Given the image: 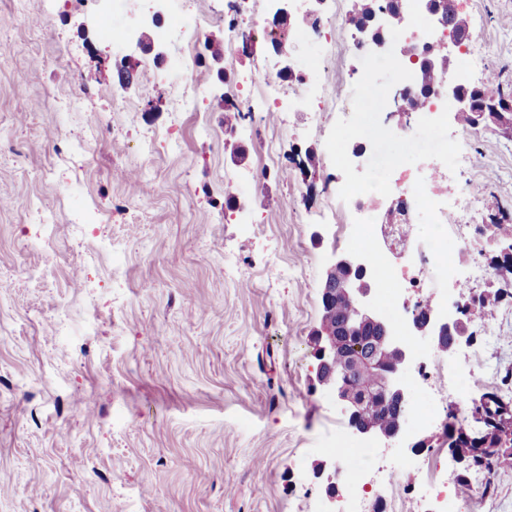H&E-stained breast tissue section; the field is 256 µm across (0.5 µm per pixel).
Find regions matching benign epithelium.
I'll return each instance as SVG.
<instances>
[{"instance_id": "obj_1", "label": "benign epithelium", "mask_w": 512, "mask_h": 512, "mask_svg": "<svg viewBox=\"0 0 512 512\" xmlns=\"http://www.w3.org/2000/svg\"><path fill=\"white\" fill-rule=\"evenodd\" d=\"M418 10L432 22L444 26L456 10L455 0H416ZM399 19L386 9L375 11L373 30L363 42L373 53L389 48L385 30ZM458 102L456 114L469 113L473 124H500L512 113V100L478 105L461 86L444 80L432 88ZM376 270L371 262L356 254H341L326 273L321 286L322 315L313 332V356L317 361L315 382L331 391L348 417V425L363 440L395 441L402 436V422L408 404L400 373L411 360L408 346L392 325L372 307ZM455 312L445 314L428 306L412 313L409 331L428 340L442 352L472 339L463 301L453 304ZM370 373L374 384L359 394L351 387L356 373ZM386 407L391 422L381 425L368 415ZM315 475L321 480L327 498L334 499L341 483L340 468L333 459L316 463Z\"/></svg>"}]
</instances>
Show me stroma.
Segmentation results:
<instances>
[{
	"instance_id": "obj_1",
	"label": "stroma",
	"mask_w": 512,
	"mask_h": 512,
	"mask_svg": "<svg viewBox=\"0 0 512 512\" xmlns=\"http://www.w3.org/2000/svg\"><path fill=\"white\" fill-rule=\"evenodd\" d=\"M205 14L193 40L204 62L195 82L199 111L176 114L168 98L169 63L140 48L157 38L142 0H0V512H327L313 466L341 416L332 393L314 384L313 330L321 319V285L340 234L353 233L340 194L349 180L399 182L424 154L444 151L461 125L448 118L412 139L393 137L398 119L373 103L395 93L391 69L369 88L351 83L365 59L342 52L323 65L324 38L349 39L355 0H325L319 34L288 49L294 74L348 87L364 108L365 149L354 157L352 112H326L320 122L276 112L259 86L274 42L303 24L277 25L275 0H248L257 25L249 40L229 38L235 0H193ZM458 11L486 46L483 60H453L465 82L493 68L512 87V0H458ZM220 52L224 73L206 64ZM134 60L137 78L121 88L116 70ZM253 75L257 83L244 82ZM24 82L23 109L14 85ZM82 99L81 112L59 105ZM100 121L93 154L68 160L59 150L84 133L86 110ZM153 133V154L138 144ZM182 151L170 153L168 137ZM335 142L347 157L335 168ZM474 163L465 175L484 190L475 212L454 213L437 236L409 183L406 233L441 240L461 270L483 267L478 291L492 303L469 323L470 342L440 354L447 396L471 426L475 400L512 373V299L490 259L512 242V127L470 130ZM95 204L103 221L72 227L71 209ZM53 211L49 232L29 223V205ZM333 208L341 223L318 224ZM235 269L224 275L225 265ZM304 275H294L295 267ZM70 329L50 326L58 307ZM430 470L403 469L409 441H375L377 455L345 432L343 445L363 469L375 458L399 469L393 496L408 512H432L422 490L459 466L442 425L418 431ZM489 486L456 483L462 512H512V470Z\"/></svg>"
}]
</instances>
